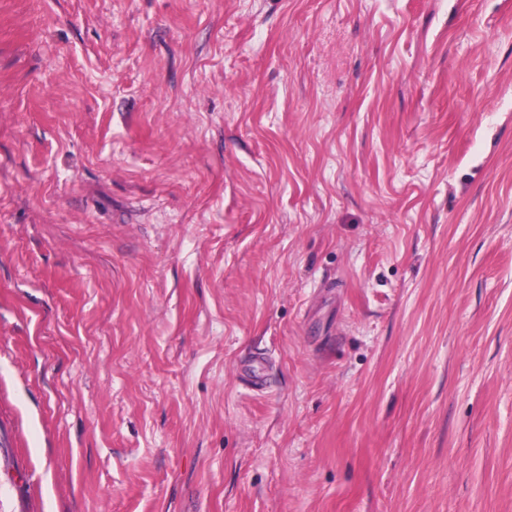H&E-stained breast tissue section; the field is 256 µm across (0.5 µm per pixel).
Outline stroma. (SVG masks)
<instances>
[{"label":"stroma","mask_w":512,"mask_h":512,"mask_svg":"<svg viewBox=\"0 0 512 512\" xmlns=\"http://www.w3.org/2000/svg\"><path fill=\"white\" fill-rule=\"evenodd\" d=\"M0 512H512V0H0Z\"/></svg>","instance_id":"1"}]
</instances>
